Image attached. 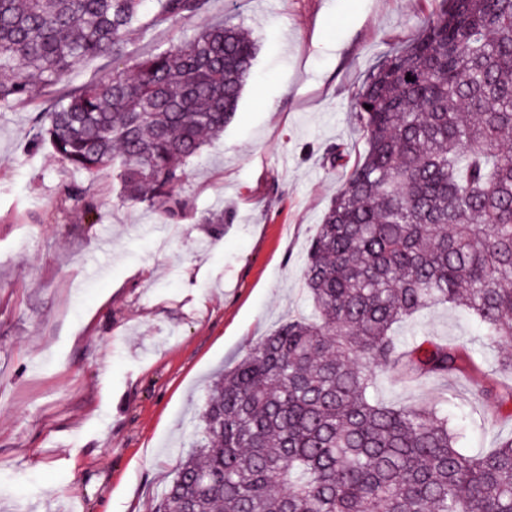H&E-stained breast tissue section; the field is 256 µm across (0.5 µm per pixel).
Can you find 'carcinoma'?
Instances as JSON below:
<instances>
[{
  "label": "carcinoma",
  "mask_w": 512,
  "mask_h": 512,
  "mask_svg": "<svg viewBox=\"0 0 512 512\" xmlns=\"http://www.w3.org/2000/svg\"><path fill=\"white\" fill-rule=\"evenodd\" d=\"M149 1L172 23L208 4L0 0V110L88 57L126 55ZM256 55L248 32L208 23L68 90L35 143L90 176L112 169L121 203L164 204L175 220L181 164L224 133ZM351 109L364 151L327 149L346 174L303 265L317 318L281 323L214 379L156 512H512V436L471 454L448 400L373 397L389 373L478 372L458 347L397 341L398 324L436 306L466 312L512 374V0H441Z\"/></svg>",
  "instance_id": "carcinoma-1"
}]
</instances>
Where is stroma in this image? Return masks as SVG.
I'll list each match as a JSON object with an SVG mask.
<instances>
[{
    "instance_id": "1",
    "label": "stroma",
    "mask_w": 512,
    "mask_h": 512,
    "mask_svg": "<svg viewBox=\"0 0 512 512\" xmlns=\"http://www.w3.org/2000/svg\"><path fill=\"white\" fill-rule=\"evenodd\" d=\"M439 0H209L204 17L132 33L122 64L192 36L202 22L249 28L258 44L232 122L185 165L186 214L117 200L35 146V117L68 86L112 74L78 63L68 84L0 111V512H152L196 439L214 374L312 305L304 251L342 171L328 145L363 144L352 96L376 61L417 37ZM471 345L476 325L438 307L402 323ZM482 374L380 380L393 406L448 400L469 452L512 436V408Z\"/></svg>"
}]
</instances>
